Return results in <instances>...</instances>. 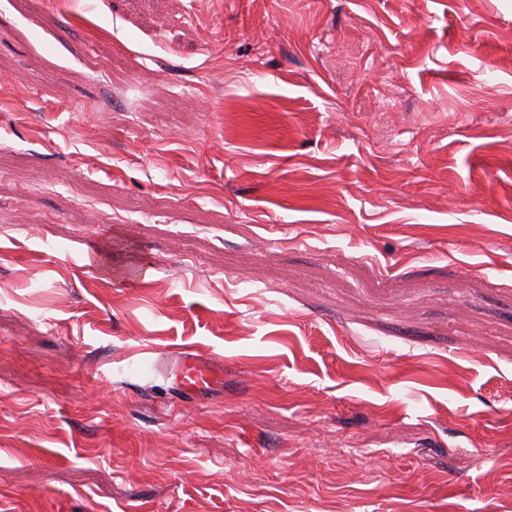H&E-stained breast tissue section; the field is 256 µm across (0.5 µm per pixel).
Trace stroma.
<instances>
[{
    "mask_svg": "<svg viewBox=\"0 0 512 512\" xmlns=\"http://www.w3.org/2000/svg\"><path fill=\"white\" fill-rule=\"evenodd\" d=\"M0 512H512V0H0ZM158 372L171 382L180 395L200 400L215 390H224V372L211 361L190 355L181 348L167 350Z\"/></svg>",
    "mask_w": 512,
    "mask_h": 512,
    "instance_id": "stroma-1",
    "label": "stroma"
}]
</instances>
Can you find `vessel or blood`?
<instances>
[{
	"label": "vessel or blood",
	"instance_id": "1",
	"mask_svg": "<svg viewBox=\"0 0 512 512\" xmlns=\"http://www.w3.org/2000/svg\"><path fill=\"white\" fill-rule=\"evenodd\" d=\"M159 373L170 381L175 392L198 400L223 388L224 373L211 361L176 348L166 351Z\"/></svg>",
	"mask_w": 512,
	"mask_h": 512
}]
</instances>
